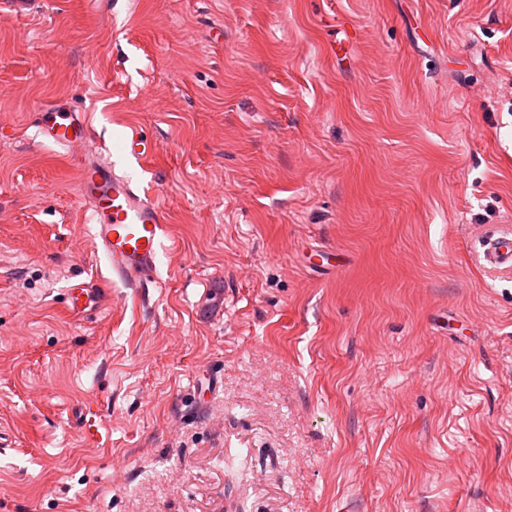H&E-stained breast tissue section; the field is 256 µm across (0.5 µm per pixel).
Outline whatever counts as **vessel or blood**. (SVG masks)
I'll list each match as a JSON object with an SVG mask.
<instances>
[{"mask_svg": "<svg viewBox=\"0 0 512 512\" xmlns=\"http://www.w3.org/2000/svg\"><path fill=\"white\" fill-rule=\"evenodd\" d=\"M40 143L70 156L76 145L93 141L86 113L67 105L47 106L35 127ZM158 150L157 142L137 127L125 129L112 153L79 157L78 199L93 221L96 249L106 259L113 277L137 286L154 281L164 235V213L157 198L142 189L138 171ZM482 260L492 269L512 273V232L495 233L482 244ZM68 309L85 312L100 298L98 284L69 283Z\"/></svg>", "mask_w": 512, "mask_h": 512, "instance_id": "1", "label": "vessel or blood"}]
</instances>
